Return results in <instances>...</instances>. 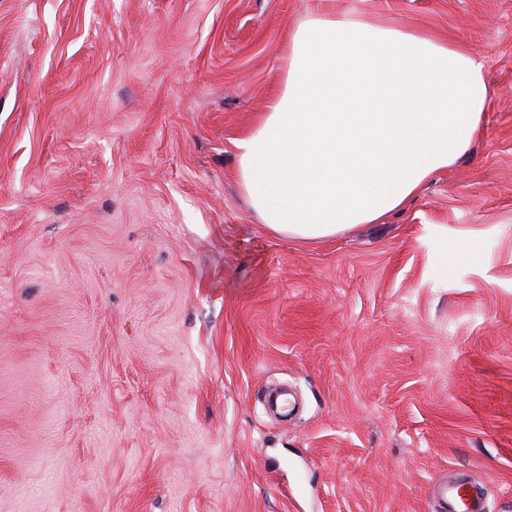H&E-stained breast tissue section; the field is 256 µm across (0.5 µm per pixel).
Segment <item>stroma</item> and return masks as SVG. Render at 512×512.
I'll return each mask as SVG.
<instances>
[{
	"mask_svg": "<svg viewBox=\"0 0 512 512\" xmlns=\"http://www.w3.org/2000/svg\"><path fill=\"white\" fill-rule=\"evenodd\" d=\"M320 7L491 98L403 209L285 239L235 142ZM468 474L512 512V0H0V512H434Z\"/></svg>",
	"mask_w": 512,
	"mask_h": 512,
	"instance_id": "obj_1",
	"label": "stroma"
}]
</instances>
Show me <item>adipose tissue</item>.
I'll use <instances>...</instances> for the list:
<instances>
[{"label":"adipose tissue","instance_id":"obj_1","mask_svg":"<svg viewBox=\"0 0 512 512\" xmlns=\"http://www.w3.org/2000/svg\"><path fill=\"white\" fill-rule=\"evenodd\" d=\"M488 98L459 45L314 12L288 37L282 93L236 143L241 188L286 238L377 223L469 150Z\"/></svg>","mask_w":512,"mask_h":512}]
</instances>
